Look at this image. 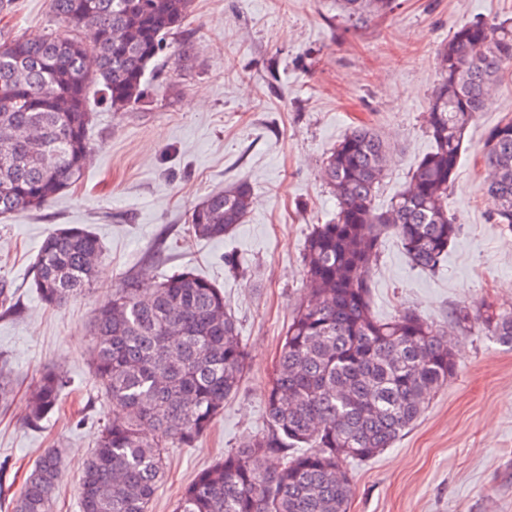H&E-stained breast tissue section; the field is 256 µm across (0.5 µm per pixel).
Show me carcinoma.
I'll list each match as a JSON object with an SVG mask.
<instances>
[{
	"label": "carcinoma",
	"mask_w": 512,
	"mask_h": 512,
	"mask_svg": "<svg viewBox=\"0 0 512 512\" xmlns=\"http://www.w3.org/2000/svg\"><path fill=\"white\" fill-rule=\"evenodd\" d=\"M394 0H342L358 19L392 9ZM193 0H50L64 34L0 35V215L42 209L80 177L88 154L91 89L114 112L146 97L145 74L182 35ZM91 29L97 52L79 33ZM439 79L425 112L432 149L385 210L374 195L392 150L374 129H351L325 158L321 175L336 196V218L316 224L303 272L309 296L288 323L273 368L260 434L200 471L175 512H347L353 495L348 463L379 455L404 436L457 364L446 326L405 309L389 319L371 308L370 271L383 235H395L411 265L436 272L459 236L448 213L464 135L492 104L512 68V22L457 25L438 54ZM481 151L484 189L495 224L512 231V118L487 129ZM253 206L238 182L192 210L190 230L203 239L229 235ZM102 244L88 228L50 231L33 265V285L47 306L82 295L95 280ZM20 314L12 285L0 280V319ZM456 329L476 328L512 348V310L483 302L453 312ZM93 370L121 416L103 426L79 475L80 512H150L167 470L166 448H193L224 412L249 368L239 322L224 292L191 270L152 288L127 274L92 321ZM63 369L42 372L28 395L26 423L38 427L59 408ZM15 387L0 367V406ZM64 480L58 454L33 464L11 512H52Z\"/></svg>",
	"instance_id": "carcinoma-1"
}]
</instances>
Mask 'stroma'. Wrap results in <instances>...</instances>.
<instances>
[{
  "label": "stroma",
  "mask_w": 512,
  "mask_h": 512,
  "mask_svg": "<svg viewBox=\"0 0 512 512\" xmlns=\"http://www.w3.org/2000/svg\"><path fill=\"white\" fill-rule=\"evenodd\" d=\"M17 2L14 13L0 15L1 31H63L50 0ZM506 19L512 0H396L393 11L367 20L344 16L339 0H195L185 25L192 65L167 48L152 66L147 98L127 112L91 93L92 153L81 178L40 211L0 218V278L12 283L21 311L0 319V361L16 384L12 404L0 408V512L47 448L66 474L52 512H79L76 479L112 417L91 366L90 325L130 271L152 283L189 269L216 283L250 355L245 381L210 432L195 447L170 449L151 512H172L197 472L259 433L276 357L306 293V236L336 209L320 178L325 155L356 124L379 132L394 150L374 199L386 208L432 146L423 114L441 45L461 23ZM173 83L179 92L170 91ZM510 115L512 71L466 134L448 194L461 232L446 262L420 271L386 236L372 269L376 316L410 307L449 323L462 305L512 307V233L490 218L480 152L485 130ZM240 181L255 197L245 224L221 241L189 234L194 206ZM62 224L89 226L105 251L89 292L49 307L32 287V262ZM448 338L455 374L392 448L349 464V512H512V348L453 327ZM52 367L63 368L71 386L58 413L26 426L28 389Z\"/></svg>",
  "instance_id": "obj_1"
}]
</instances>
